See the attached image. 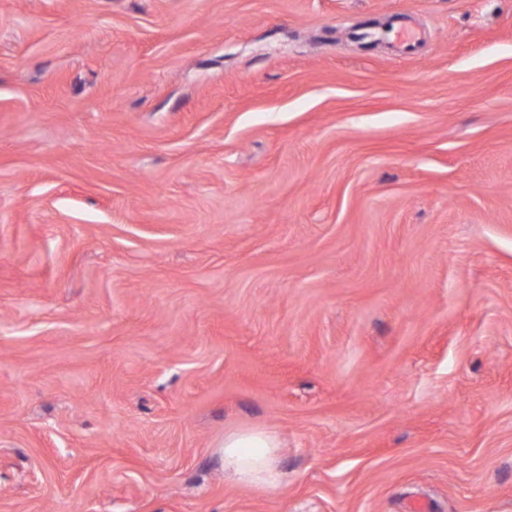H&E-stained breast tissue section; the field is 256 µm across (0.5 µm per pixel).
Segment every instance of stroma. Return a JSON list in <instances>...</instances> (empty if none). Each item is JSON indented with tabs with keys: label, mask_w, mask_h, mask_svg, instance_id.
I'll list each match as a JSON object with an SVG mask.
<instances>
[{
	"label": "stroma",
	"mask_w": 512,
	"mask_h": 512,
	"mask_svg": "<svg viewBox=\"0 0 512 512\" xmlns=\"http://www.w3.org/2000/svg\"><path fill=\"white\" fill-rule=\"evenodd\" d=\"M0 512H512V0H0ZM278 433L263 427L235 429L224 434V476L231 482L263 491L282 486Z\"/></svg>",
	"instance_id": "35a3bbf8"
}]
</instances>
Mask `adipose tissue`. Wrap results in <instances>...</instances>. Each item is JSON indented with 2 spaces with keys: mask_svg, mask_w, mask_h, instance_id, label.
Instances as JSON below:
<instances>
[{
  "mask_svg": "<svg viewBox=\"0 0 512 512\" xmlns=\"http://www.w3.org/2000/svg\"><path fill=\"white\" fill-rule=\"evenodd\" d=\"M278 433L263 427L235 429L224 434V474L231 482L274 490L282 485Z\"/></svg>",
  "mask_w": 512,
  "mask_h": 512,
  "instance_id": "1",
  "label": "adipose tissue"
}]
</instances>
